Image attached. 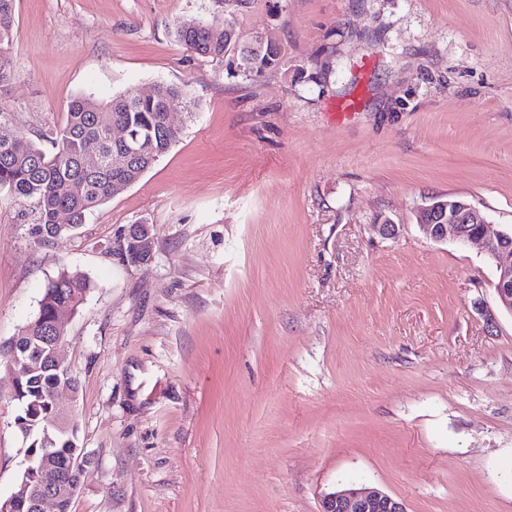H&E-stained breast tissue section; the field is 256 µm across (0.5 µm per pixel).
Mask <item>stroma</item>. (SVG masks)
<instances>
[{
    "mask_svg": "<svg viewBox=\"0 0 512 512\" xmlns=\"http://www.w3.org/2000/svg\"><path fill=\"white\" fill-rule=\"evenodd\" d=\"M229 20L279 68L174 37ZM11 54L0 127L46 150L79 94L190 100L169 151L49 244L0 191V350L50 279L92 284L59 399L87 461L71 512H318L351 483L407 512H512V314L479 246L417 221L457 198L512 230V0H16ZM132 224L154 238L141 266L116 253ZM17 413L0 365L1 498ZM249 49L252 51V54H262L267 49L270 48H279L275 45L271 40H265L262 36H256L249 44H247ZM244 45H241L239 54V46L238 42L235 44L234 53L238 54V65L242 66L243 69L248 70L249 72L255 74H261L267 70L276 69L279 67L281 63V56L279 58V53L277 52H269L263 53L262 55L249 56L244 52Z\"/></svg>",
    "mask_w": 512,
    "mask_h": 512,
    "instance_id": "stroma-1",
    "label": "stroma"
}]
</instances>
